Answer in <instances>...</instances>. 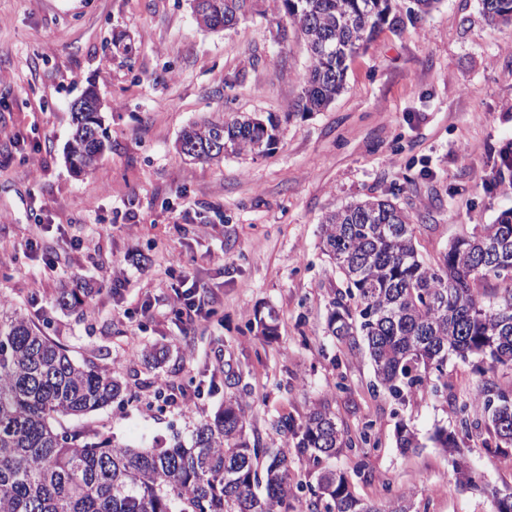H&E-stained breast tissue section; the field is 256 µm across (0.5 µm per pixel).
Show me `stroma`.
<instances>
[{
    "mask_svg": "<svg viewBox=\"0 0 512 512\" xmlns=\"http://www.w3.org/2000/svg\"><path fill=\"white\" fill-rule=\"evenodd\" d=\"M282 27L270 0L218 31L198 25L192 0H0V298L77 363L125 384L112 406L77 421L101 436L164 446L233 398L267 445L272 420L326 405L349 436L373 424L359 454L325 462L353 474L362 500L410 489L416 512H493L488 495L456 487L430 439L435 426L454 427L475 362L450 358L436 396L401 405L377 389L368 353L327 333L343 282L321 251V220L390 199L436 266L457 237L512 211L501 158L512 144V25L487 20L480 0H440L383 29L349 62L342 94L304 113L291 105L309 54ZM120 36L131 59L113 51ZM91 86L109 147L77 174L65 151L70 108ZM236 112L278 122L268 154L215 164L179 151L184 127ZM35 236L38 252L26 247ZM184 269L209 309L191 328L172 312ZM63 286L87 288L82 311L56 303ZM270 310L269 342L254 316ZM162 380L193 410L158 398ZM401 421L420 448L399 450ZM489 440L473 432L459 445L485 483L512 489V448Z\"/></svg>",
    "mask_w": 512,
    "mask_h": 512,
    "instance_id": "35a3bbf8",
    "label": "stroma"
}]
</instances>
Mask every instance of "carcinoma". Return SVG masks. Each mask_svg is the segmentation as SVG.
Returning a JSON list of instances; mask_svg holds the SVG:
<instances>
[{"instance_id":"1","label":"carcinoma","mask_w":512,"mask_h":512,"mask_svg":"<svg viewBox=\"0 0 512 512\" xmlns=\"http://www.w3.org/2000/svg\"><path fill=\"white\" fill-rule=\"evenodd\" d=\"M199 25H235L255 12V0H204ZM309 51V66L292 108L314 112L344 89L348 61L399 16L429 13L439 0H272ZM491 21L512 23V0H481ZM102 128L100 113H72L67 144L71 163L88 171L106 149L88 128ZM278 124L253 113L204 120L184 128L182 153L219 163L228 155L261 154L275 144ZM323 254L345 284L333 302L327 328L355 350L364 345L380 388L404 401L416 389L447 387L448 357L480 360L481 379L456 408L458 431L435 428L432 440L457 449V432L491 429L494 447H512V405L487 374L512 371V212L478 224L456 239L444 262L426 264L410 216L389 199L368 198L328 213L322 221ZM498 283L494 301L480 287ZM442 385H437V382ZM123 383L106 368L80 365L32 324L24 312L0 301V512H294L306 483L291 475L288 449L250 441L238 401L224 402L196 425L190 439L165 448H131L86 429H67L121 396ZM273 428L290 432L294 448L313 464L370 442L371 424L359 440L345 436L336 416L314 408L297 426L288 418ZM399 448L419 447L414 430L397 426ZM456 483L492 497L495 512H512V495L483 482L478 471L454 461ZM414 492L381 502L356 497L349 477L324 470L308 503L310 512H411Z\"/></svg>"}]
</instances>
